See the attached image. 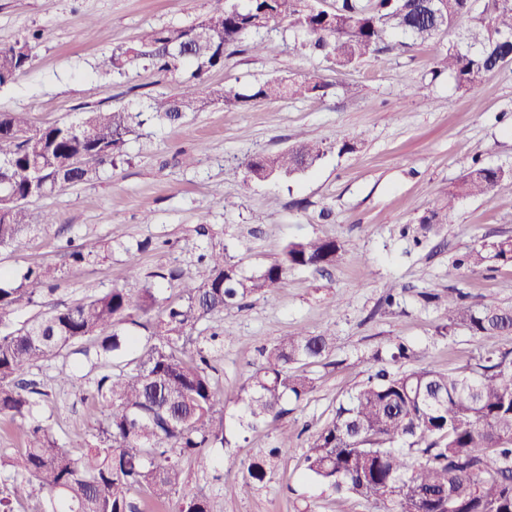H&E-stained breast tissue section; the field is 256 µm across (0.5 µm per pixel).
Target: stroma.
<instances>
[{
  "instance_id": "obj_1",
  "label": "stroma",
  "mask_w": 512,
  "mask_h": 512,
  "mask_svg": "<svg viewBox=\"0 0 512 512\" xmlns=\"http://www.w3.org/2000/svg\"><path fill=\"white\" fill-rule=\"evenodd\" d=\"M211 6V0H0V43L42 35L32 67L0 88V111L25 113L33 125L44 126L78 120L88 107L139 110L150 97L173 92L175 80L140 64L115 76L102 70L103 59L151 29L193 24ZM90 17L98 26H87ZM463 31L459 25L436 42L410 48L389 38L377 56L346 71L324 56L295 54L286 31L273 35L277 54L229 57L210 74V85L247 88L272 78H306L325 90L243 109L217 103L177 126H143L126 156L100 179L32 200L34 225L17 244L0 249V268L16 277L50 264L58 280L1 322L0 331L108 292L124 280L126 247L140 241L149 244L138 256L141 276L176 267L199 282L206 270L197 257L210 248L223 249L250 274L278 258L288 242L335 239L343 261L330 273L291 270L275 301L248 297L193 331L204 346L211 334L223 339L212 364L229 443L214 451L215 463L207 469L185 461V488L204 490L211 512H372L368 503L304 477L302 454L311 433L396 342L414 351L402 364L406 370H462L487 351L512 350V335L482 340L447 329V307L424 299L426 292L454 287L467 302L512 307L510 263L448 276L449 265L465 252L512 237V184L486 198L461 199L451 220L420 245L401 234L437 210L470 166L512 169V63L468 92L449 75L430 74L437 56ZM303 138L326 147L312 170L260 184L244 181L242 161ZM351 138L356 149L339 152ZM185 153L196 155L195 165L181 164ZM47 211L56 223H41ZM202 224L208 235L198 234ZM89 240L98 242V257L74 263L71 246ZM391 287L398 297L388 307L382 298ZM292 331L336 338L321 363L306 369L313 391L288 400V412L277 422L239 430L236 401L262 363L263 349ZM90 346L76 342L31 373L43 392L40 420L59 446L75 453L96 444L106 423L87 390L104 371L85 356ZM71 372L82 376L84 390L57 388L56 378ZM284 430L295 434L294 448L263 485L248 488V462ZM228 482L242 484V491L225 495Z\"/></svg>"
}]
</instances>
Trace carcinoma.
<instances>
[{
  "label": "carcinoma",
  "mask_w": 512,
  "mask_h": 512,
  "mask_svg": "<svg viewBox=\"0 0 512 512\" xmlns=\"http://www.w3.org/2000/svg\"><path fill=\"white\" fill-rule=\"evenodd\" d=\"M213 7L188 26H163L103 61L110 72L146 63L157 74L180 77L175 91L152 99L145 109H89L78 121L32 127L21 112H0V248L12 245L30 224L27 203L56 187L99 176L124 155L129 136L149 121L175 124L189 112L214 102L245 108L253 101H280L317 95L312 80L274 78L248 90L212 87L209 74L224 68L238 51L275 50L268 33L284 26L299 54L330 57L340 69H353L381 49L391 34L414 45L438 40L463 19L459 42L448 45L432 74H450L460 90L512 52L502 41L512 35V0H246L242 7L212 0ZM38 35L0 44V87L31 67ZM325 154L317 142L302 140L274 154L242 163L244 180L265 182L303 173ZM512 182V169L474 165L448 190V213L456 202L486 197ZM129 255L126 284L55 309L39 320L0 335V417L15 424L24 441L16 460L0 459V512H138L134 494L169 504L185 482L184 458L200 465L209 451L228 443L224 416L217 414V385L205 348L193 344V329L207 316L252 295L275 299V288L296 267L321 273L341 259L328 238L288 243L280 257L260 271L244 274L224 255L199 256L206 279L184 285V302L160 308L155 280H179L176 269L140 278L136 254ZM512 264V237L473 248L452 264L448 275L466 267ZM57 280L49 264L28 269L15 280L0 278V322ZM448 329L463 328L491 339L512 331V308L467 304L450 290ZM79 340H90L112 370L96 381L92 397L107 412L99 443L75 456L56 445L48 426L32 421L41 391L30 370ZM327 333L292 332L263 352V362L243 388L238 425L253 430L279 420L292 396L299 401L315 386L294 365L320 362L334 345ZM411 357L400 342L390 362L380 366L340 402L333 416L310 438L303 453L305 474L338 493L360 498L381 512H512V350L488 355L461 372L424 367L408 372L392 365ZM294 447L284 431L248 464L250 481L264 482L278 457ZM43 501L26 510L35 490ZM175 512H211L201 491L183 496Z\"/></svg>",
  "instance_id": "1"
}]
</instances>
